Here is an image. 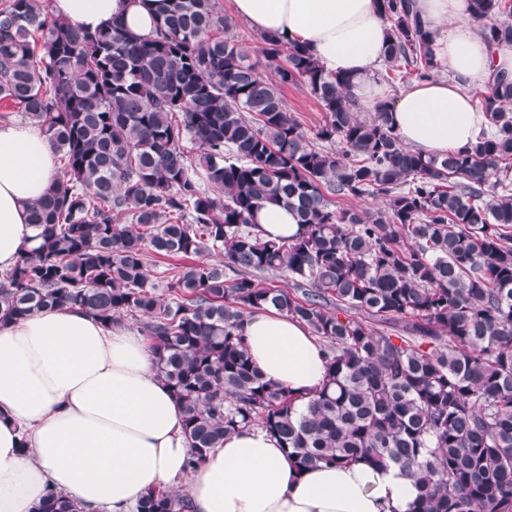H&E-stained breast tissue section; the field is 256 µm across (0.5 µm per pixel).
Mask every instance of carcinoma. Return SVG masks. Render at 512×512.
Here are the masks:
<instances>
[{
	"instance_id": "obj_1",
	"label": "carcinoma",
	"mask_w": 512,
	"mask_h": 512,
	"mask_svg": "<svg viewBox=\"0 0 512 512\" xmlns=\"http://www.w3.org/2000/svg\"><path fill=\"white\" fill-rule=\"evenodd\" d=\"M388 82L431 77L414 0H380ZM488 42L512 46V0H470ZM249 62L218 0H165L153 36L82 30L43 0H0V101L63 161L30 207L39 244L0 273V323L53 306L105 325L140 316L158 376L184 411L193 469L259 428L296 467L363 461L415 481L414 512H512V79L481 101L490 133L467 150L405 147L387 103L368 119L352 83L288 40ZM302 81L324 112L310 138L282 96ZM196 146L191 154L187 145ZM340 148H334V145ZM373 196L385 209L338 208ZM265 205L300 232L260 237ZM180 258L151 274L159 259ZM286 274L291 288L274 285ZM271 308L324 346L306 411L268 381L240 330ZM137 512H192L150 491ZM36 512H76L51 491Z\"/></svg>"
}]
</instances>
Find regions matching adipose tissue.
<instances>
[{"instance_id":"ef3b65f1","label":"adipose tissue","mask_w":512,"mask_h":512,"mask_svg":"<svg viewBox=\"0 0 512 512\" xmlns=\"http://www.w3.org/2000/svg\"><path fill=\"white\" fill-rule=\"evenodd\" d=\"M160 0H54L53 13L95 31L120 22L153 35ZM263 35L307 48L329 74L345 75L359 111L386 101L374 79L389 26L379 0H233ZM432 36L439 77L390 102L402 143L427 155L475 144L487 120L478 100L512 75V47L489 44L471 23L470 0H415ZM56 153L41 127L0 122V271L35 247L31 204L49 191ZM249 354L267 379L299 394L320 388L323 348L303 323L273 310L243 322ZM183 410L160 380L149 341L105 328L77 308L54 307L0 324V512H35L52 489L99 512H134L141 495L184 492L194 512H410L417 490L400 467L364 462L297 471L261 430L226 436L194 471Z\"/></svg>"}]
</instances>
